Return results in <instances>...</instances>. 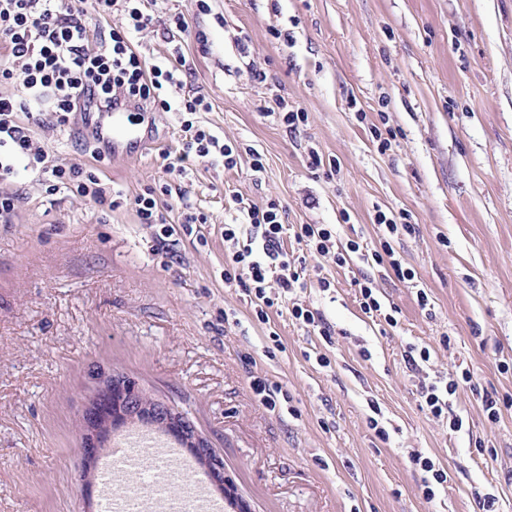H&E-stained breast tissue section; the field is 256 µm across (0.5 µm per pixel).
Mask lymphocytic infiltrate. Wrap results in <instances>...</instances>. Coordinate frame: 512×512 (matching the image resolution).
<instances>
[{
    "instance_id": "1",
    "label": "lymphocytic infiltrate",
    "mask_w": 512,
    "mask_h": 512,
    "mask_svg": "<svg viewBox=\"0 0 512 512\" xmlns=\"http://www.w3.org/2000/svg\"><path fill=\"white\" fill-rule=\"evenodd\" d=\"M114 14L124 16V27L90 36L91 21ZM157 23L144 0H0V85L21 88L17 94L0 92V186L10 181L21 160L44 175L47 195L69 191L108 204L113 210L128 207L141 223L159 226L160 238L172 235L162 204L163 197L171 193L170 178L183 176L191 158L214 152L223 156L225 168H234L240 153L236 145L221 141L196 124L195 114L207 111L209 104L203 95L185 91L178 78L179 66L152 62L136 50L135 35L155 28ZM47 97L60 126L68 125L81 112L110 110L118 98L138 112L183 114L180 148L161 155L165 182L147 186L131 197L123 190L107 189L93 170L55 158L19 119L31 104ZM227 205L239 221L224 227L225 241L234 245L224 263V282L240 287L253 304L257 320L265 324L277 297L306 288V259L288 254L283 247L287 230L278 202L258 206L235 193L229 195ZM245 223L259 238V247L239 246ZM292 233L297 244L332 256L340 267L360 250L354 240L338 246L332 229L324 225L300 224ZM273 284L278 287L274 294L268 291ZM457 382L440 379L422 383L420 388L422 407L435 418L448 419L455 431L463 426L462 417L453 412Z\"/></svg>"
}]
</instances>
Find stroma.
<instances>
[{"label":"stroma","instance_id":"1","mask_svg":"<svg viewBox=\"0 0 512 512\" xmlns=\"http://www.w3.org/2000/svg\"><path fill=\"white\" fill-rule=\"evenodd\" d=\"M206 3L203 13L195 0H160L161 25L136 37L152 60L185 57V89L211 105L201 126L264 159L258 173L245 154L230 170L218 155L191 161L183 196L168 203L207 216L196 234L158 241L132 209L47 196L23 166L6 185L19 199L0 222V512H97L99 486L80 479L79 422L113 375L194 423L249 512H480L489 488L512 512V0ZM279 96L306 125L265 115ZM153 119L142 149L118 160H94L78 124L27 127L133 196L181 139L177 113ZM380 122L397 133L384 152L369 131ZM312 148L335 171L311 169ZM232 191L368 251L385 236L377 212L408 213L414 230L392 245L415 277L311 254L306 288L262 324L224 284ZM365 276L397 327L361 310ZM421 288L431 313L416 304ZM296 304L318 310L332 339L296 321ZM410 344L430 351L422 371L404 361ZM256 377L280 391L276 410L251 389ZM438 377L459 382L461 430L420 406L421 383ZM413 453L448 473L433 499Z\"/></svg>","mask_w":512,"mask_h":512}]
</instances>
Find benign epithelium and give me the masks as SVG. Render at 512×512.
<instances>
[{
  "mask_svg": "<svg viewBox=\"0 0 512 512\" xmlns=\"http://www.w3.org/2000/svg\"><path fill=\"white\" fill-rule=\"evenodd\" d=\"M154 408L165 412L164 419L155 422V426L177 437L201 466L210 484L225 488L227 496L234 494L231 488L224 487L223 458L198 436L196 430L181 427L177 413L164 403L147 397L135 381L126 377L109 378L84 409L80 453L85 466L96 464L101 447L112 430L144 418Z\"/></svg>",
  "mask_w": 512,
  "mask_h": 512,
  "instance_id": "benign-epithelium-1",
  "label": "benign epithelium"
}]
</instances>
